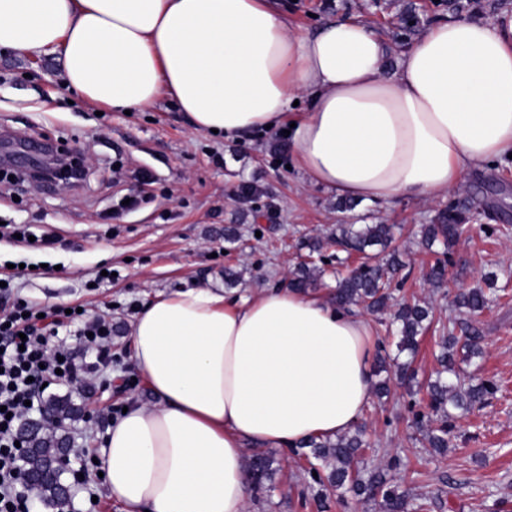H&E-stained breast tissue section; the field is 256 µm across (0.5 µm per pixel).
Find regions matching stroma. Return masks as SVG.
<instances>
[{
	"label": "stroma",
	"instance_id": "obj_1",
	"mask_svg": "<svg viewBox=\"0 0 512 512\" xmlns=\"http://www.w3.org/2000/svg\"><path fill=\"white\" fill-rule=\"evenodd\" d=\"M280 5L303 33L329 21L358 18L385 40L393 59L423 35L425 26L456 15L449 0H280ZM411 7L423 25L405 32L399 17ZM61 77L54 57L0 50V130L64 143L90 161L77 187L0 186V221L28 224L35 234L46 232L58 240L47 249L0 238V264L23 261L38 267V274L17 281L31 301L42 306L81 303L112 325L111 361L92 374L91 389L56 390L57 397L70 399L96 423L90 439L82 433V420L67 424L72 458L90 463L89 483L99 481L91 461L111 418L128 402L154 401L130 359L131 323L138 309L158 295L209 287L249 296L287 284L294 268L310 259L322 270L317 292L325 296L335 284L333 250L310 253L308 241L325 237L339 224H394V246L407 264L401 292L434 307L436 324L413 363L423 383L437 368L435 340L448 321V296L476 287L486 272L512 266V194L499 198L494 193L496 182L512 184V164L467 174L459 189L438 200L360 201L342 211L336 207L337 195L307 184L291 168L287 141L268 133L227 139L193 131L164 95L143 112L100 114L95 105L63 91ZM140 168L156 179L150 198L134 212L114 215ZM244 183L258 193L240 201L233 193ZM480 193L500 200L507 227L493 235L476 227L461 238L450 250L443 292H432L425 273L435 256L420 246L417 229L449 203ZM233 224L242 236L236 249L224 241L225 226ZM104 266L112 269V280L90 287ZM228 267L240 274L231 287L224 283ZM469 321L485 338L483 354L469 371L494 379L497 391L484 408L457 419L447 455L410 439L409 395L398 381H391L388 398L372 400L363 418L375 447L368 467L386 470L392 456H399L402 487L426 503V512H494L500 502L512 512V293ZM272 455V486L251 488L248 512H317L300 505L299 493L308 482L305 460L283 448L273 449Z\"/></svg>",
	"mask_w": 512,
	"mask_h": 512
}]
</instances>
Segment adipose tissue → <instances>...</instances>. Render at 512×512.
<instances>
[{"label":"adipose tissue","instance_id":"obj_1","mask_svg":"<svg viewBox=\"0 0 512 512\" xmlns=\"http://www.w3.org/2000/svg\"><path fill=\"white\" fill-rule=\"evenodd\" d=\"M63 62V87L115 112L167 93L194 131L279 126L310 183L372 203L432 200L512 155V13L433 23L387 66L355 20L292 29L276 0H0V50ZM155 403H129L95 457L125 512H246V447L351 432L371 404L372 328L316 294L209 288L136 316Z\"/></svg>","mask_w":512,"mask_h":512}]
</instances>
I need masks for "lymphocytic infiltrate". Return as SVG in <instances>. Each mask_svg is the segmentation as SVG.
Listing matches in <instances>:
<instances>
[{
  "instance_id": "f902f5d3",
  "label": "lymphocytic infiltrate",
  "mask_w": 512,
  "mask_h": 512,
  "mask_svg": "<svg viewBox=\"0 0 512 512\" xmlns=\"http://www.w3.org/2000/svg\"><path fill=\"white\" fill-rule=\"evenodd\" d=\"M22 274L16 267L0 276V512H30L28 494L17 487L23 465L15 445L20 424L46 406L49 387L73 386L80 379V365L71 357H58L52 341L74 323L89 350L100 349L112 334L104 317L32 303L13 286Z\"/></svg>"
}]
</instances>
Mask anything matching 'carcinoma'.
Returning <instances> with one entry per match:
<instances>
[{
  "mask_svg": "<svg viewBox=\"0 0 512 512\" xmlns=\"http://www.w3.org/2000/svg\"><path fill=\"white\" fill-rule=\"evenodd\" d=\"M479 209V205L455 204L439 211L430 224L419 229L420 245L433 251L436 244L444 247L442 257L429 268L426 274L428 284L438 290L443 287L447 273L449 246L455 243L468 228V214ZM395 237L393 224H338L326 241L316 240L308 244L312 253L320 252L323 244L336 245L346 253L344 258H336V264L342 265L347 258L357 255L366 258V262L352 267L344 275L336 278L331 292L333 302L344 308H362L368 313L390 315L388 326L395 327L391 339L394 340L396 362L400 379L409 384L415 381V371L410 358L414 357L419 338L427 330L424 322L430 316L431 307L427 302L404 300L393 303L391 283L404 269L405 263L396 253L387 257L380 256L392 244ZM318 267L310 263H301L289 280V287L307 291L317 286L315 271ZM499 299L497 282L490 288L480 286L461 292L450 301V306L459 311L474 314L489 307ZM462 336H457V333ZM388 337L381 338L377 360L385 363L389 357ZM465 342H460V339ZM483 336L480 331L461 318L448 320V330L440 336L437 359L441 370L427 386L425 406L413 402L408 405L413 426L421 440L438 454H444L450 447L448 434L456 418L483 407L489 396L493 395L496 384L491 379H480L477 383L461 379L463 366L472 363L481 355ZM408 360L401 362V355ZM47 409L56 416L68 419L75 417L78 408L67 399H53ZM365 430L361 427L332 440L330 438H312L292 450V453L305 459L310 468L307 470L310 481L307 489L310 494H302V503L307 499L324 507L327 491L331 488L346 489L356 496H362L375 502L383 512H412L424 508L422 503H413L400 491L399 485L389 481L381 471L369 470L362 466L363 449L368 447L364 439ZM29 451L23 456V467L32 472L35 482L32 487L38 489L45 506L53 512H70L69 503L62 497L65 483L63 471L52 467L53 461L70 446V438L61 430L47 431L41 428L30 433ZM270 458L257 455L250 467L251 482L260 487L269 477Z\"/></svg>",
  "mask_w": 512,
  "mask_h": 512,
  "instance_id": "obj_1",
  "label": "carcinoma"
}]
</instances>
